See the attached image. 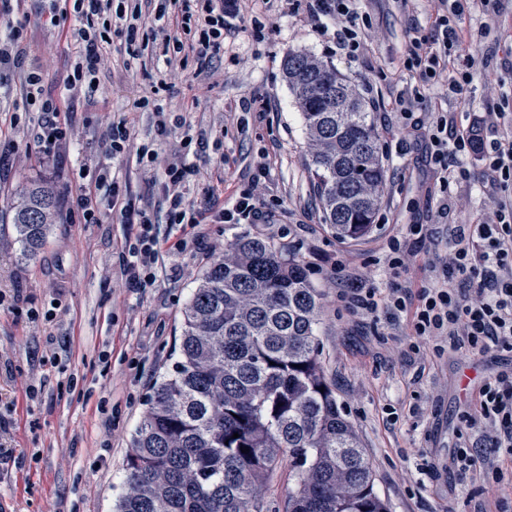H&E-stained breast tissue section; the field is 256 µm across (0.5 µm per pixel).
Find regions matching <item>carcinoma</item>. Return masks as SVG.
<instances>
[{
	"mask_svg": "<svg viewBox=\"0 0 512 512\" xmlns=\"http://www.w3.org/2000/svg\"><path fill=\"white\" fill-rule=\"evenodd\" d=\"M284 71L324 221L360 238L386 187L371 113L313 55L289 53ZM338 88L352 111H336ZM56 210L52 186L25 187L14 213L23 258L38 254ZM321 311L305 264L265 238L240 237L206 266L182 311L173 370L132 437L116 512H389L323 369ZM285 463L294 486L272 508L262 486Z\"/></svg>",
	"mask_w": 512,
	"mask_h": 512,
	"instance_id": "obj_1",
	"label": "carcinoma"
}]
</instances>
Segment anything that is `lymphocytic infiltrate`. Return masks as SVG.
Here are the masks:
<instances>
[{
	"instance_id": "obj_1",
	"label": "lymphocytic infiltrate",
	"mask_w": 512,
	"mask_h": 512,
	"mask_svg": "<svg viewBox=\"0 0 512 512\" xmlns=\"http://www.w3.org/2000/svg\"><path fill=\"white\" fill-rule=\"evenodd\" d=\"M175 23L194 28L191 45L200 66L224 52V35L242 19L241 0H175ZM438 8L431 34L414 37L404 60L407 70L416 72L425 84L447 87L449 94H461L470 82L475 55L465 45L462 22L470 14L471 0H437ZM303 6L308 19L317 22L322 32L330 33L337 52L356 60L364 54L361 16L357 0H289ZM60 21H72L70 36L75 44V64L68 80L69 89H93L95 75L112 49L110 34L123 38V48L131 59H138L136 47L141 26L139 10L113 6L112 0H69L58 13ZM28 17L13 15L11 0H0V26L6 34L0 38V81L9 72L24 67L23 35ZM37 139L42 159L55 162L61 145L69 136V125L61 121V109L54 98L42 100ZM501 113L492 112L487 124L498 135L483 152L482 182L488 189L495 211L492 218L477 217L469 224L452 228L456 250L442 274L443 288H424L413 322L418 336H444L449 349L465 352L512 351V135L499 133ZM403 136L421 139L426 158L438 174L440 189L450 193L451 186L465 177L457 164L459 156L469 152L470 131L461 129L444 113H430L426 122L403 124ZM137 159L144 169L162 168L161 191L168 202L167 221L171 224L198 222L197 214L187 207L182 188L194 165L161 161L153 144L143 143ZM75 204L87 224H103L112 216L122 223L135 224L139 232L121 255L129 281L144 286L154 278L158 257L157 220L149 208L141 206L126 183L112 176L110 168H100L94 180L79 185ZM274 210L256 186L243 189L235 200L214 211L215 224H269ZM494 424L492 440L496 451L512 456V373L503 372L487 381L479 390L476 415L467 416L468 426L478 420Z\"/></svg>"
}]
</instances>
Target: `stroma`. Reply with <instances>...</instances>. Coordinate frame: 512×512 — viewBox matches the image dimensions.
Returning a JSON list of instances; mask_svg holds the SVG:
<instances>
[{
    "label": "stroma",
    "mask_w": 512,
    "mask_h": 512,
    "mask_svg": "<svg viewBox=\"0 0 512 512\" xmlns=\"http://www.w3.org/2000/svg\"><path fill=\"white\" fill-rule=\"evenodd\" d=\"M13 8L31 19L25 44L43 72V96L69 99L72 137L57 161L43 163L34 139L39 114L25 108L23 71L0 85V512H113L132 434L156 380L172 369L196 280L228 243L247 235L285 245L321 293L324 369L390 512H512V457L488 451L467 469L456 463L465 413L475 411L485 380L512 369V352H451L414 336L410 326L420 289L452 256L450 225L492 213L494 203L472 156L461 159L470 178L442 196L424 143L400 144L399 116L387 108L411 99L415 116L439 108L470 129L488 112L512 118V0H499L490 23L474 6L471 33L480 52L471 83L452 98L440 87L421 89L402 67L412 39L430 30L428 0H359L369 27L355 62L336 56L304 14L274 0L273 31L259 40L251 28L237 29L225 55L210 63L209 77L198 76L188 49L168 61L151 45L135 64L115 50L90 95L66 89L74 46L50 24L48 0H15ZM47 45L55 51L45 58L40 51ZM294 51L334 66L374 119L387 186L361 239H339L324 222L303 119L283 71ZM254 93L267 102L265 119L236 109L240 97ZM155 94L175 130L161 143L162 156L180 158L184 134L204 142L193 161L206 177L187 183V204L205 218L231 203L264 162L265 197L279 202L275 223H167L159 186L136 155L107 162L99 143L103 122L127 120L136 143L151 141L157 117L133 101ZM103 162L159 223L160 260L143 288H126L119 263L137 225L81 223L74 203L80 169ZM39 180L56 190L58 222L37 256L23 260L12 207ZM413 224L427 225V238L389 267L392 241L407 237ZM183 238L187 248L175 250ZM357 288L376 290L375 314L349 308L345 296ZM395 291L405 297L404 309L388 306Z\"/></svg>",
    "instance_id": "35a3bbf8"
}]
</instances>
